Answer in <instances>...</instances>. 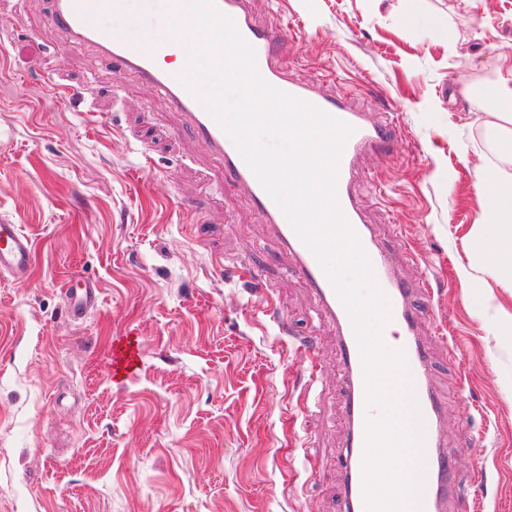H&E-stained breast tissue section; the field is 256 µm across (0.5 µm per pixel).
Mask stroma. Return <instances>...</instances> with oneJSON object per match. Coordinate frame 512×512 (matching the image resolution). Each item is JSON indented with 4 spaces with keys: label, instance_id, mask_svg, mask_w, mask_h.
<instances>
[{
    "label": "stroma",
    "instance_id": "stroma-1",
    "mask_svg": "<svg viewBox=\"0 0 512 512\" xmlns=\"http://www.w3.org/2000/svg\"><path fill=\"white\" fill-rule=\"evenodd\" d=\"M249 0L281 16L291 74L370 111L392 151L364 154L360 201L407 281L444 396L456 487L512 512V283L473 248L485 97L512 69V0ZM49 0H0V215L35 247L0 275V512H340L348 423L336 332L246 191L154 89L42 27ZM91 280L79 320L64 285ZM318 343L311 376L298 337ZM140 368L112 378L116 338ZM456 349H449V342ZM409 4L401 14V24L409 29H425L441 36L448 35V23L437 14L422 10L418 0H408Z\"/></svg>",
    "mask_w": 512,
    "mask_h": 512
}]
</instances>
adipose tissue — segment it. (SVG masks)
Instances as JSON below:
<instances>
[{
  "label": "adipose tissue",
  "instance_id": "1",
  "mask_svg": "<svg viewBox=\"0 0 512 512\" xmlns=\"http://www.w3.org/2000/svg\"><path fill=\"white\" fill-rule=\"evenodd\" d=\"M487 114L498 133L499 163L481 172L474 240L491 272L512 279V71L495 82Z\"/></svg>",
  "mask_w": 512,
  "mask_h": 512
}]
</instances>
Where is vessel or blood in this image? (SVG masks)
Masks as SVG:
<instances>
[{
	"label": "vessel or blood",
	"instance_id": "b4317fda",
	"mask_svg": "<svg viewBox=\"0 0 512 512\" xmlns=\"http://www.w3.org/2000/svg\"><path fill=\"white\" fill-rule=\"evenodd\" d=\"M132 0H51L44 24L60 31L71 48L94 47L114 68L135 72L151 85L165 104L181 113L195 139L218 158L224 170L246 189L248 196L282 248L295 257L293 272L310 289L321 309L337 329V363L344 374L345 408L349 435L340 465L346 484L344 512H366L362 492L363 456L366 440L365 384L363 364L351 320L315 257L297 236L278 205L267 194L246 164L231 137L219 126L201 102L182 84V67L161 62L166 46L136 41L123 27L132 15ZM217 8L231 17L243 37L255 50L259 74L277 89L303 99L353 127L338 162L337 196L342 211L365 250L371 265L372 282L388 300V320L398 329V349L406 359L411 381L408 385L418 402L425 423L426 477L419 512H440L447 498L454 472V460L441 449L440 426L445 402L426 381L429 351L418 338L419 317L409 301L411 286L394 272L388 251L365 221L356 189L357 162L362 153L388 154L396 137L392 118L377 120L359 109L347 95L326 93L318 85L290 76L282 62L286 40L279 19L261 26L254 22L246 0H215ZM34 247L21 225L0 217V274L24 281L30 276ZM67 309L82 317L96 306L98 289L81 278L70 279L66 288ZM112 374L132 375L139 365L136 347L114 343Z\"/></svg>",
	"mask_w": 512,
	"mask_h": 512
}]
</instances>
